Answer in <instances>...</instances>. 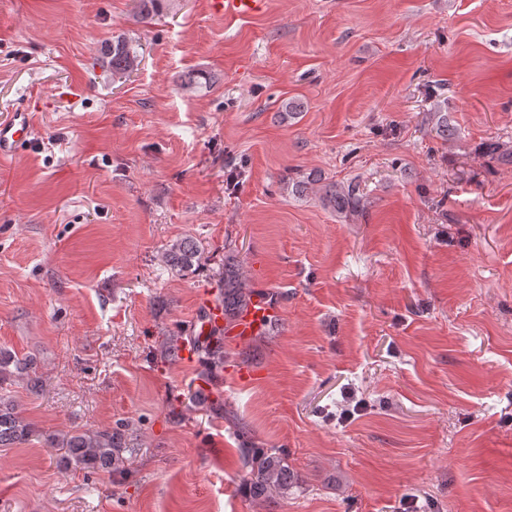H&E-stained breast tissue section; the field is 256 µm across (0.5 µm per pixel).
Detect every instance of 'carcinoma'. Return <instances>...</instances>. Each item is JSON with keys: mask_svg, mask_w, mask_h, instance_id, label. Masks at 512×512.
I'll use <instances>...</instances> for the list:
<instances>
[{"mask_svg": "<svg viewBox=\"0 0 512 512\" xmlns=\"http://www.w3.org/2000/svg\"><path fill=\"white\" fill-rule=\"evenodd\" d=\"M106 65L112 76L123 77L137 70L141 63L140 54L132 42L118 35L112 38L103 51ZM322 202L338 213L360 211V199L355 189H343L330 183L324 186ZM163 263L170 269L183 272L200 264V245L190 237L180 238L169 244L162 255ZM216 298L224 304V318L230 320L243 310L250 293L242 285L237 260L227 256L224 272L217 284ZM211 336L216 346L203 348L204 360L198 375L217 382L219 369L224 365V329L214 326ZM184 339L168 336L162 344L164 356L169 360L179 359ZM26 379L27 386L35 391L41 380L31 371V361L19 358L6 349L0 348V389L14 376ZM32 433L31 424L21 415L10 397L0 393V447L9 448L28 439ZM52 448H64L67 456L64 463L77 470H108L114 474L126 472L122 455L125 445L124 431L83 430L65 434H50L46 438ZM242 467L246 470V486L255 497L269 501L284 493L296 483L297 476L285 464L284 452L278 448H256L243 446L239 449Z\"/></svg>", "mask_w": 512, "mask_h": 512, "instance_id": "1", "label": "carcinoma"}]
</instances>
